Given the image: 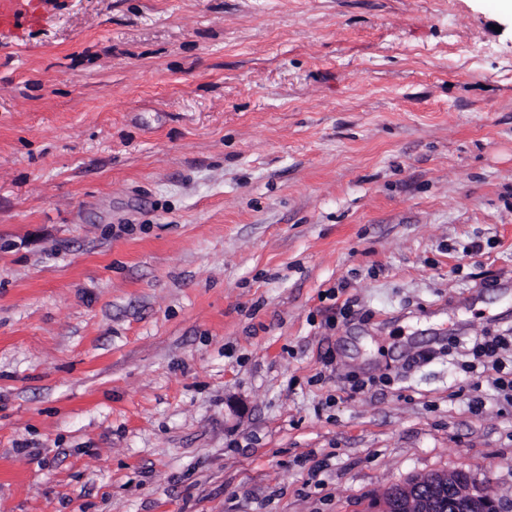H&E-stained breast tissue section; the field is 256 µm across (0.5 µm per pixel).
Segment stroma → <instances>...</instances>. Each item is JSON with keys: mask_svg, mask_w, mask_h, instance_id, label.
<instances>
[{"mask_svg": "<svg viewBox=\"0 0 512 512\" xmlns=\"http://www.w3.org/2000/svg\"><path fill=\"white\" fill-rule=\"evenodd\" d=\"M508 331L512 0L0 28V512H377L448 470L512 512V403L461 369Z\"/></svg>", "mask_w": 512, "mask_h": 512, "instance_id": "stroma-1", "label": "stroma"}]
</instances>
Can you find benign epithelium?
Listing matches in <instances>:
<instances>
[{
	"instance_id": "1",
	"label": "benign epithelium",
	"mask_w": 512,
	"mask_h": 512,
	"mask_svg": "<svg viewBox=\"0 0 512 512\" xmlns=\"http://www.w3.org/2000/svg\"><path fill=\"white\" fill-rule=\"evenodd\" d=\"M444 497L448 498V512H501L499 502L488 490L452 471L386 489L378 512H438L437 502Z\"/></svg>"
}]
</instances>
